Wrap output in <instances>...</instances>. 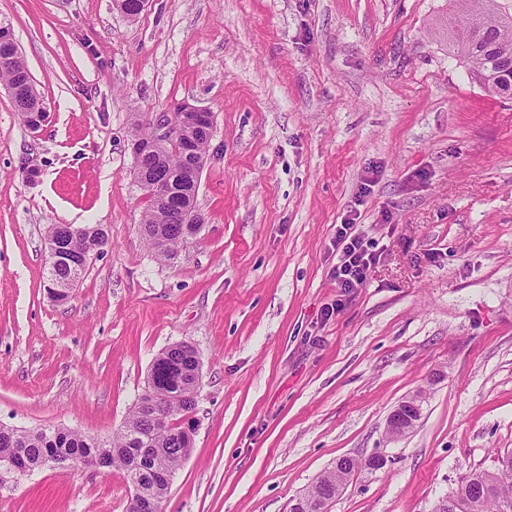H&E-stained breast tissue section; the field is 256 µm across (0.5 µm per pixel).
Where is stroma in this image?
<instances>
[{
    "label": "stroma",
    "mask_w": 512,
    "mask_h": 512,
    "mask_svg": "<svg viewBox=\"0 0 512 512\" xmlns=\"http://www.w3.org/2000/svg\"><path fill=\"white\" fill-rule=\"evenodd\" d=\"M457 0H0L49 119L0 84V423L98 438L191 343L193 448L164 512H290L342 457L327 512H433L512 451V99L448 53ZM213 114L174 263L144 244L132 133ZM379 261L337 288L336 226ZM105 225L67 302L48 230ZM421 394L406 436L386 419ZM379 452L378 470L361 461ZM115 469L0 478V512H126Z\"/></svg>",
    "instance_id": "obj_1"
}]
</instances>
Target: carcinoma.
Masks as SVG:
<instances>
[{"mask_svg":"<svg viewBox=\"0 0 512 512\" xmlns=\"http://www.w3.org/2000/svg\"><path fill=\"white\" fill-rule=\"evenodd\" d=\"M7 50L0 47V55ZM448 51L468 66L471 78L490 94L512 96V9L492 5L485 11L470 13L466 30L448 37ZM9 65L0 66V81L11 88H23L25 109L43 112L37 92L25 87L28 70L18 48L8 50ZM185 160L160 148L154 154L135 160L134 169L144 170L149 180L144 186L150 198L141 232L146 245L162 262L171 263L180 245L199 232L200 225L184 226L172 222L156 201V193L169 192L176 199L192 201L196 194L181 181ZM108 243L102 224H85L64 238L62 247L68 260L48 265L47 279L80 280L83 259ZM199 357L188 342H178L159 353L152 362L143 392L138 396L123 428L108 441H100L68 427L24 429L0 425V458L11 457L19 466L35 471L49 457H67L84 461L97 449L111 450L112 466L126 472L129 451L142 457L146 475L139 494L164 501L176 470L193 448L192 434L179 425L182 417L192 413L196 397L192 394ZM164 411L173 424L154 428L150 414ZM355 470V462H344L339 469L321 475L305 494L296 499V512H321L322 499L332 500L342 489L339 474ZM448 512H512V451L498 456L494 471H472L463 476L448 494Z\"/></svg>","mask_w":512,"mask_h":512,"instance_id":"cac0c4a2","label":"carcinoma"}]
</instances>
